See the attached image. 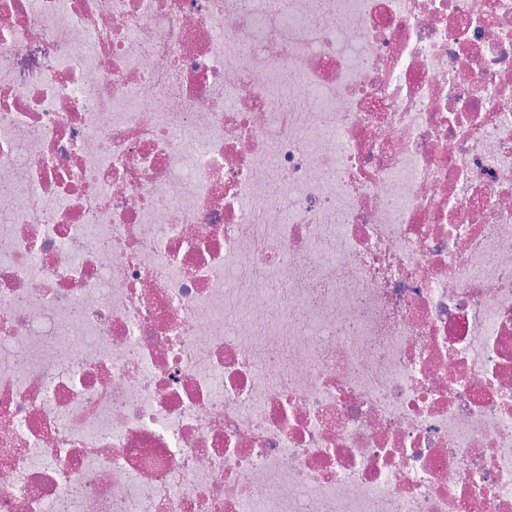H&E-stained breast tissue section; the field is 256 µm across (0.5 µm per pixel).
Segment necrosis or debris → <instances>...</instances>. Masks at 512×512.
I'll return each instance as SVG.
<instances>
[{
	"label": "necrosis or debris",
	"instance_id": "1",
	"mask_svg": "<svg viewBox=\"0 0 512 512\" xmlns=\"http://www.w3.org/2000/svg\"><path fill=\"white\" fill-rule=\"evenodd\" d=\"M0 512H512V0H0Z\"/></svg>",
	"mask_w": 512,
	"mask_h": 512
}]
</instances>
